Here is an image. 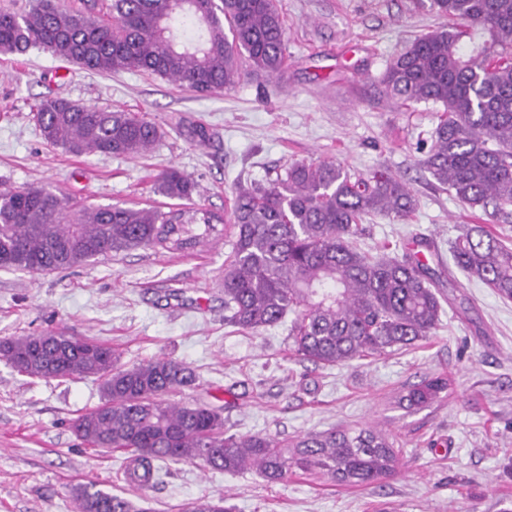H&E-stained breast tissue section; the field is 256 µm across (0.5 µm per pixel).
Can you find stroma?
Here are the masks:
<instances>
[{
  "label": "stroma",
  "instance_id": "1",
  "mask_svg": "<svg viewBox=\"0 0 512 512\" xmlns=\"http://www.w3.org/2000/svg\"><path fill=\"white\" fill-rule=\"evenodd\" d=\"M288 68L208 95L141 71L90 73L33 48L0 55V188L41 186L94 205L171 207L155 175L176 167L225 215L237 186L265 184L289 164L331 161L362 176L408 183L410 218L365 221L363 249L400 254L426 243L443 288L444 314L422 344L333 367L301 360L287 323L244 334L224 323L219 236L186 255L120 252L66 270L0 269V339L48 331L111 346L131 367L167 356L189 365L196 388L175 402L204 401L230 434L282 440L369 427L395 441L403 464L368 486L294 472L271 482L166 461L160 480L127 485L121 450L81 444L71 423L102 402L93 377L30 379L0 359V512H74V487L121 494L149 512H182L226 495L233 512H512V301L459 270L449 243L463 225H486L512 245V223L462 205L424 168L440 106L410 108L384 97L387 64L415 37L443 25L430 0H279ZM45 97L144 114L163 132L131 159L74 156L46 144L31 107ZM206 139H199L198 130ZM444 375L448 394L423 409L398 402L407 388Z\"/></svg>",
  "mask_w": 512,
  "mask_h": 512
}]
</instances>
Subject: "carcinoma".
I'll use <instances>...</instances> for the list:
<instances>
[{
  "instance_id": "1",
  "label": "carcinoma",
  "mask_w": 512,
  "mask_h": 512,
  "mask_svg": "<svg viewBox=\"0 0 512 512\" xmlns=\"http://www.w3.org/2000/svg\"><path fill=\"white\" fill-rule=\"evenodd\" d=\"M449 24L414 39L386 68L383 94L399 106L443 108L423 161L470 208L512 218V0H432ZM100 16L37 0L21 16L0 13V54L40 48L90 72L145 71L201 94L286 65L285 20L276 0H105ZM43 139L75 154L138 157L161 139L137 112L60 98L32 106ZM167 211L65 202L45 188L0 189V268L51 272L136 248L188 253L218 233L224 217L197 205V185L175 167L156 176ZM414 200L382 172L354 177L333 162H295L266 185L235 191L224 256V324L245 333L295 314L293 351L315 365L386 356L428 340L442 313L430 268L418 254L373 255L358 245L372 216L407 217ZM456 267L512 301V247L480 225L451 242ZM0 357L38 379L95 377L104 402L73 428L92 448L131 455L125 480L145 487L158 461H188L228 473L255 469L270 481L297 470L349 486L395 472L392 442L373 429L308 433L292 442L224 432L206 404L170 396L196 374L167 357L133 367L112 348L62 331L0 341ZM448 378L424 379L402 400L424 407ZM77 512H144L89 482L73 488ZM204 496L183 512H229Z\"/></svg>"
}]
</instances>
